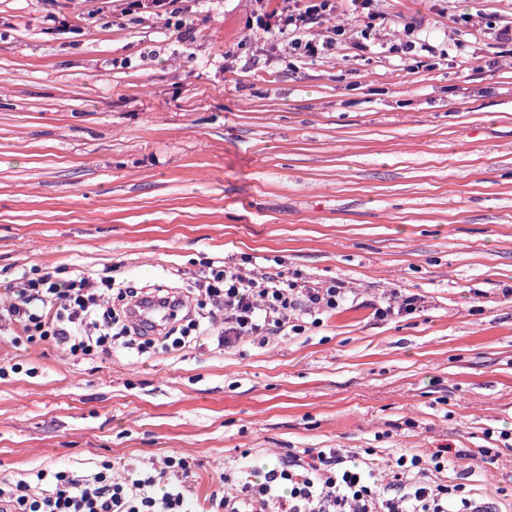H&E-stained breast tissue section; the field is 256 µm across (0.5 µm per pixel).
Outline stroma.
Returning a JSON list of instances; mask_svg holds the SVG:
<instances>
[{
	"mask_svg": "<svg viewBox=\"0 0 512 512\" xmlns=\"http://www.w3.org/2000/svg\"><path fill=\"white\" fill-rule=\"evenodd\" d=\"M113 8L0 0V283L109 270L186 294L250 256L355 299L298 336L141 357L0 323V481L175 455L192 512H224L291 453L447 445L512 512V0H372L365 49L317 59L248 29L251 0H197L190 40ZM396 288L419 311L376 317Z\"/></svg>",
	"mask_w": 512,
	"mask_h": 512,
	"instance_id": "obj_1",
	"label": "stroma"
}]
</instances>
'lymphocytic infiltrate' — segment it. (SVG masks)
Listing matches in <instances>:
<instances>
[{
  "instance_id": "f902f5d3",
  "label": "lymphocytic infiltrate",
  "mask_w": 512,
  "mask_h": 512,
  "mask_svg": "<svg viewBox=\"0 0 512 512\" xmlns=\"http://www.w3.org/2000/svg\"><path fill=\"white\" fill-rule=\"evenodd\" d=\"M257 26L271 33L292 32L288 44L315 57L326 45L348 37L362 49L358 35L330 25L331 0H255ZM197 283L205 304L192 308L170 292L146 294L127 282L106 276L94 280L81 273L68 280L51 273L22 272L6 290L12 300L0 307V321L14 324L28 339L65 345L73 356L111 354L122 348L139 354L150 349L135 319L139 305L153 298L180 313L179 323L165 328L163 340L173 348L187 340L217 333L218 343L232 347L249 336L299 335L306 317L339 308L346 291L315 283L282 268L245 272L228 262L210 261ZM164 471L111 475L109 466L81 475L44 469L32 477L0 486V512H189L182 491L161 490ZM258 512H472L465 484L448 471L442 456L423 460L400 455L382 465L374 455L358 457L339 448L302 457L289 455L279 466L240 480L236 496L225 498L224 512L245 505Z\"/></svg>"
}]
</instances>
